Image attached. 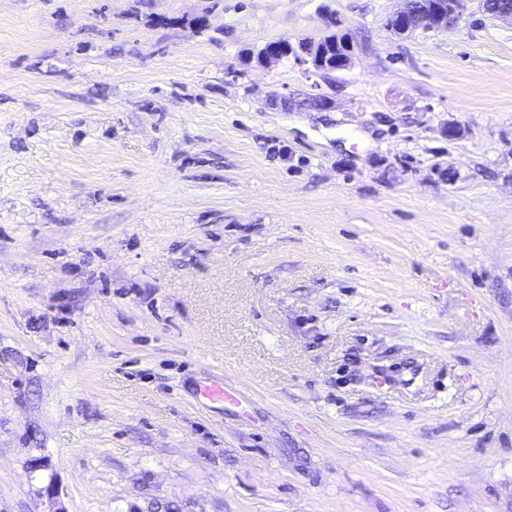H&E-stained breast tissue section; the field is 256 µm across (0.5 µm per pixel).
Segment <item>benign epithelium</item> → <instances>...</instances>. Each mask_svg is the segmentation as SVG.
<instances>
[{
  "mask_svg": "<svg viewBox=\"0 0 512 512\" xmlns=\"http://www.w3.org/2000/svg\"><path fill=\"white\" fill-rule=\"evenodd\" d=\"M463 0H402V7L391 19L389 31L396 36H408L419 30H439L453 26L460 16ZM318 46L302 42L294 52L297 61L314 70Z\"/></svg>",
  "mask_w": 512,
  "mask_h": 512,
  "instance_id": "7a95c632",
  "label": "benign epithelium"
}]
</instances>
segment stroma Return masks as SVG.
Instances as JSON below:
<instances>
[{
	"label": "stroma",
	"instance_id": "stroma-1",
	"mask_svg": "<svg viewBox=\"0 0 512 512\" xmlns=\"http://www.w3.org/2000/svg\"><path fill=\"white\" fill-rule=\"evenodd\" d=\"M401 5L0 0V512H512V22ZM402 7L391 16L388 29L395 36L412 35L419 30H439L453 26L460 16L463 0H402ZM336 33H332L331 35L325 37L322 40L321 45L325 49V57L324 63L328 67L335 66L336 57L345 56L347 53V45L344 44L345 40H353V38L348 33H341L336 42Z\"/></svg>",
	"mask_w": 512,
	"mask_h": 512
}]
</instances>
